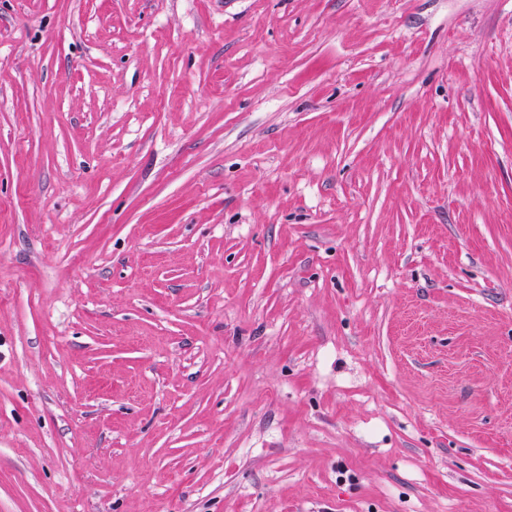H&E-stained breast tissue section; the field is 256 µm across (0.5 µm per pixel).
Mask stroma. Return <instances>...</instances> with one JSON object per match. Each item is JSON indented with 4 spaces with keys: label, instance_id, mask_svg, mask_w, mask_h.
<instances>
[{
    "label": "stroma",
    "instance_id": "1",
    "mask_svg": "<svg viewBox=\"0 0 512 512\" xmlns=\"http://www.w3.org/2000/svg\"><path fill=\"white\" fill-rule=\"evenodd\" d=\"M0 512H512V0H0Z\"/></svg>",
    "mask_w": 512,
    "mask_h": 512
}]
</instances>
